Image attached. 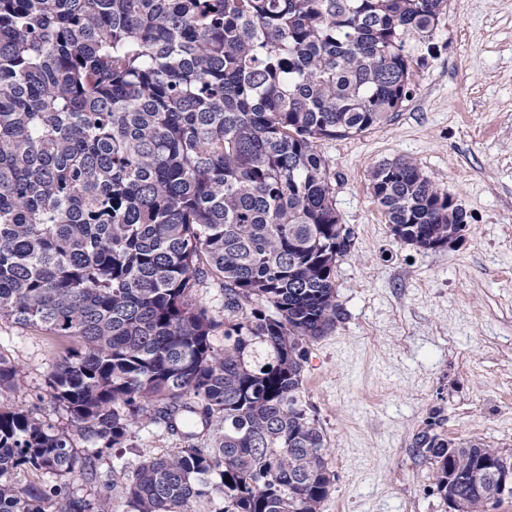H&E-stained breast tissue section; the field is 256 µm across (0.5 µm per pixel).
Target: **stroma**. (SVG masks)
I'll return each instance as SVG.
<instances>
[{
  "label": "stroma",
  "mask_w": 512,
  "mask_h": 512,
  "mask_svg": "<svg viewBox=\"0 0 512 512\" xmlns=\"http://www.w3.org/2000/svg\"><path fill=\"white\" fill-rule=\"evenodd\" d=\"M435 42L401 112L321 146L354 239L336 267L343 318L311 345L302 389L335 476L323 512H450L412 448L432 413L453 441L512 449V0H449ZM398 157L466 211L460 242L420 251L394 238L369 172ZM62 350L0 321V354L22 369L0 407L66 426L46 386ZM129 445L151 457L180 440L142 421Z\"/></svg>",
  "instance_id": "stroma-1"
}]
</instances>
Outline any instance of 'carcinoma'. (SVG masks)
<instances>
[{
    "mask_svg": "<svg viewBox=\"0 0 512 512\" xmlns=\"http://www.w3.org/2000/svg\"><path fill=\"white\" fill-rule=\"evenodd\" d=\"M446 15L448 0H0V319L70 343L48 387L92 444L0 409V512H106L28 471L110 484L126 512H322L335 475L303 374L341 317L353 233L321 142L401 110ZM369 181L404 244L467 224L409 158ZM211 285L222 317L198 297ZM20 376L0 355V394ZM144 418L181 447L101 482ZM439 427L414 435L437 493L485 512L488 449Z\"/></svg>",
    "mask_w": 512,
    "mask_h": 512,
    "instance_id": "1",
    "label": "carcinoma"
}]
</instances>
